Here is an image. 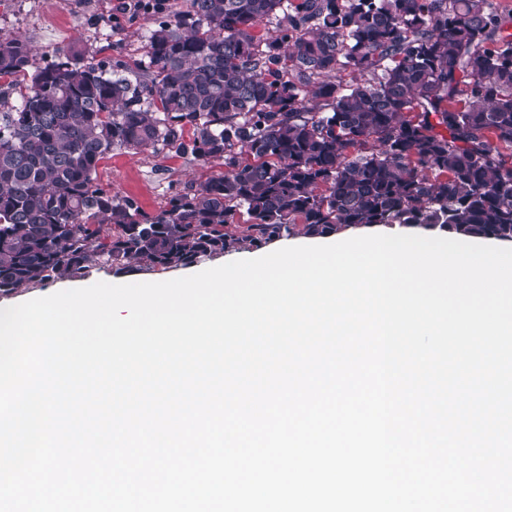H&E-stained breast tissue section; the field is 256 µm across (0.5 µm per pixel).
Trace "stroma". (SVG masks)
Listing matches in <instances>:
<instances>
[{"instance_id": "obj_1", "label": "stroma", "mask_w": 512, "mask_h": 512, "mask_svg": "<svg viewBox=\"0 0 512 512\" xmlns=\"http://www.w3.org/2000/svg\"><path fill=\"white\" fill-rule=\"evenodd\" d=\"M188 0H164L163 6L142 0L139 8H125L123 0H0V37L22 36L33 49L31 63L42 67L52 62L59 49L81 40L87 58L114 66L138 64L149 31L177 10H186ZM220 160H202L173 148L160 153L132 154L112 151L98 167L103 186L122 197H130L148 212L158 210L176 192L198 188L209 177L223 173ZM273 243L253 247L243 243L235 249L205 258L194 267L158 269L130 261L125 269L92 268L0 295V306H12L43 296L62 285L81 286L103 277L116 283L161 282L222 265L224 261L254 253H269Z\"/></svg>"}]
</instances>
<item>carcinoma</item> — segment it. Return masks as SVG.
Wrapping results in <instances>:
<instances>
[{"instance_id": "carcinoma-1", "label": "carcinoma", "mask_w": 512, "mask_h": 512, "mask_svg": "<svg viewBox=\"0 0 512 512\" xmlns=\"http://www.w3.org/2000/svg\"><path fill=\"white\" fill-rule=\"evenodd\" d=\"M144 49L132 77L77 41L30 73L29 41L0 38V295L297 231L512 241V11L491 0H190ZM165 147L224 173L154 212L97 183L110 152Z\"/></svg>"}]
</instances>
